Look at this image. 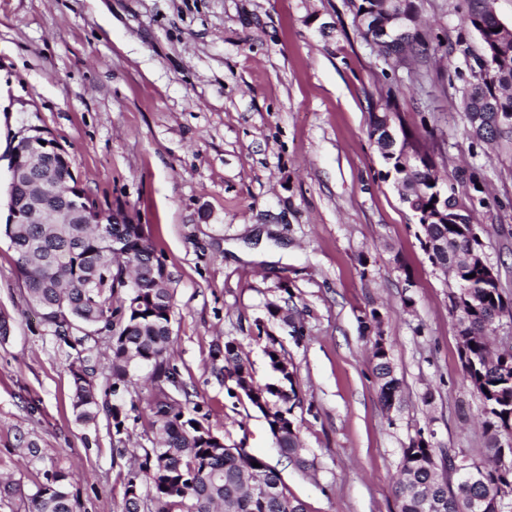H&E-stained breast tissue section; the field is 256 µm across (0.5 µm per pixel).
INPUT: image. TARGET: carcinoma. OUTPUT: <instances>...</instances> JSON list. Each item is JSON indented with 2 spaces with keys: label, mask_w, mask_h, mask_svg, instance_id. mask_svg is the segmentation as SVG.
Returning a JSON list of instances; mask_svg holds the SVG:
<instances>
[{
  "label": "carcinoma",
  "mask_w": 512,
  "mask_h": 512,
  "mask_svg": "<svg viewBox=\"0 0 512 512\" xmlns=\"http://www.w3.org/2000/svg\"><path fill=\"white\" fill-rule=\"evenodd\" d=\"M491 7L492 0H466L459 19L462 32L477 34L481 54L470 55L465 38L457 42L462 54L472 57L466 63L462 113L468 134L485 143L512 136V126L498 122V115H512V33L501 27ZM429 47L430 34L417 27L401 52L417 57ZM402 142L420 155L410 161V181L418 186L412 198L415 215L420 217L426 206L437 205L433 197L439 195L448 201V216L471 221L472 213L458 201L452 185H431L437 172L427 147L405 133ZM45 168L51 170L49 179L40 172L25 178L16 187L17 201L29 206L45 202L55 209L74 206L71 172L61 162H50ZM96 228L89 223L4 225V231H12L10 244L18 256L29 301L60 340L83 342L82 337L71 338L72 329L106 330L111 354L105 369L114 386L128 383L138 368L153 367L159 382L151 406L157 444L145 451L138 469L128 474L123 512H142L144 488L151 493L156 512H306L302 501L288 496L279 471L245 448L220 443L205 425L199 405L183 404L166 389L168 385L180 388L166 361L174 314L169 277L161 273L153 279L151 267L160 257L141 225L111 223L103 236ZM419 234L433 242H448V253L438 256L441 263L450 264L471 249V241L449 223L421 224ZM457 283L459 298L453 308L458 312L460 353L466 355L465 377L482 403L488 454L479 462L470 461L469 470L460 471L457 455L437 454L422 436L412 440L403 449L394 489L399 512H512V501L499 497L500 486L512 484V471L497 466L502 448L512 443V351L494 349L487 340L489 329L509 304L502 289L487 283L474 267L459 269ZM118 289L125 290L126 298L116 306L113 297ZM266 355L276 384L263 391V407L257 395L261 384L243 360L240 343L228 340L211 351L212 360L224 363V374L263 414L281 455L304 468L305 448L294 417V408L300 404L296 371L274 336H267ZM372 359L381 401L389 406L400 381L388 349L373 344ZM91 360L88 354L71 367L76 419L90 424L103 411L120 436L127 431L128 415L122 404L100 400ZM450 476L456 477L453 485L448 483ZM69 484L66 474L46 472L45 482L29 497L28 512H75Z\"/></svg>",
  "instance_id": "1"
}]
</instances>
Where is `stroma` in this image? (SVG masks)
<instances>
[{"label":"stroma","mask_w":512,"mask_h":512,"mask_svg":"<svg viewBox=\"0 0 512 512\" xmlns=\"http://www.w3.org/2000/svg\"><path fill=\"white\" fill-rule=\"evenodd\" d=\"M418 2L433 41L411 71L365 43L351 0H0V136L9 148L42 131L71 156L89 200L142 225L174 288L170 366L206 425L280 470L307 512H398L413 438L476 461L487 446L459 355L457 285L421 248L369 137L371 112L395 93V126L427 144L474 210L511 301L512 143L465 130L464 59L448 53L464 0ZM272 302L288 304L290 323L270 319ZM0 318V477L18 487L0 512H28L48 470L69 475L77 512H122L127 473L155 438L150 370L123 392L127 434L104 415L80 424L70 366L108 339L60 341L2 235ZM261 324L297 370L305 470L279 456L263 415L212 363V348L234 339L256 378L273 381ZM376 336L401 383L390 408ZM31 444L41 461L27 458Z\"/></svg>","instance_id":"35a3bbf8"}]
</instances>
